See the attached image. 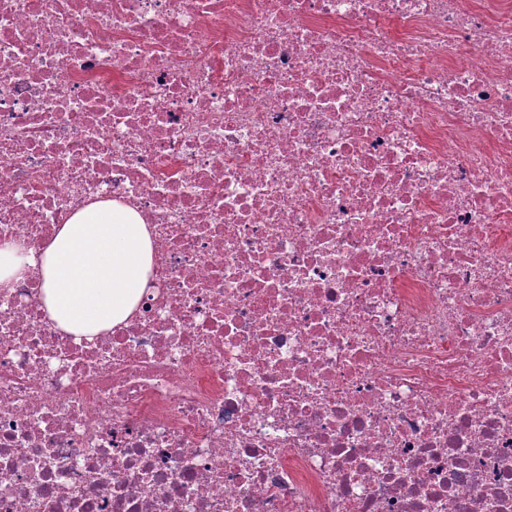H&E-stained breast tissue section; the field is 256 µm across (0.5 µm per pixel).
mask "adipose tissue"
Instances as JSON below:
<instances>
[{"label":"adipose tissue","instance_id":"obj_1","mask_svg":"<svg viewBox=\"0 0 512 512\" xmlns=\"http://www.w3.org/2000/svg\"><path fill=\"white\" fill-rule=\"evenodd\" d=\"M152 264V243L139 216L117 202H97L77 211L41 254L17 243L0 245V290L39 267L51 320L89 338L132 313Z\"/></svg>","mask_w":512,"mask_h":512}]
</instances>
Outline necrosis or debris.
<instances>
[{
  "label": "necrosis or debris",
  "mask_w": 512,
  "mask_h": 512,
  "mask_svg": "<svg viewBox=\"0 0 512 512\" xmlns=\"http://www.w3.org/2000/svg\"><path fill=\"white\" fill-rule=\"evenodd\" d=\"M104 200L125 321L0 291V512H512V0H0V243Z\"/></svg>",
  "instance_id": "4bbe7bcc"
}]
</instances>
